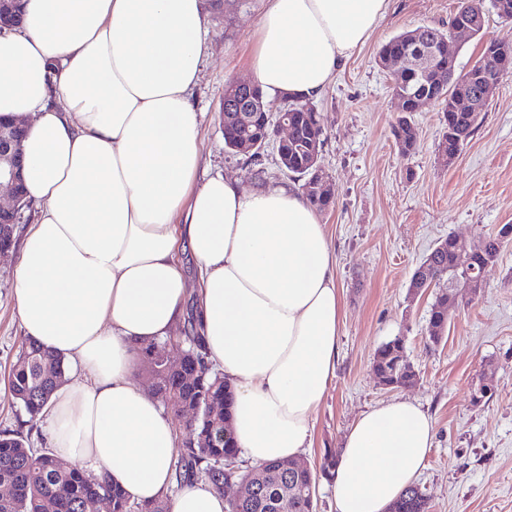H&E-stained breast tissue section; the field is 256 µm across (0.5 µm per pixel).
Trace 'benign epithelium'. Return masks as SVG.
I'll use <instances>...</instances> for the list:
<instances>
[{
    "label": "benign epithelium",
    "mask_w": 512,
    "mask_h": 512,
    "mask_svg": "<svg viewBox=\"0 0 512 512\" xmlns=\"http://www.w3.org/2000/svg\"><path fill=\"white\" fill-rule=\"evenodd\" d=\"M15 0H0V35L11 31L20 25V18L14 8ZM481 22L480 10L466 13L462 16L455 15L448 24V35H477V29ZM448 41L425 35L423 30H418L404 41L398 57L403 59L406 65V74L417 76L428 75L430 72H453L455 59L448 54L446 46ZM485 50L494 61L493 73L473 72L452 85L450 98V111L456 114H464L470 118L479 110L480 101L489 98L493 88L505 77L512 74V41L504 38L492 40L485 45ZM228 92L236 93L228 102L222 103L221 111L231 113L228 127H237V117L233 113L241 111L238 102H243L251 109H264L263 96L258 85L249 82L234 81L230 83ZM264 126L261 132L253 135L242 134L238 137L237 150L239 154L250 158L258 156L260 151L271 139H276L277 145L286 144L292 135V124L288 120V111L279 113L276 120H271L268 113H263ZM321 147L314 144L313 155L306 173L304 190L311 194L318 192L323 198L333 197L331 182L322 166L318 163ZM0 159L6 162V166L0 168V215L6 216L11 224H19L24 216V210L29 202L24 200L25 189L22 187L23 154L14 148V141L0 136ZM512 237V225L500 226L496 233L482 239L478 247L467 250L465 248L456 252L454 265L460 270H467L472 263V253L484 251L488 247L489 240L493 238L509 239ZM462 288L458 295L463 298L473 299L481 291L484 282L480 278L464 277L461 281Z\"/></svg>",
    "instance_id": "7a95c632"
}]
</instances>
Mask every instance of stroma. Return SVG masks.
Here are the masks:
<instances>
[{
    "instance_id": "1",
    "label": "stroma",
    "mask_w": 512,
    "mask_h": 512,
    "mask_svg": "<svg viewBox=\"0 0 512 512\" xmlns=\"http://www.w3.org/2000/svg\"><path fill=\"white\" fill-rule=\"evenodd\" d=\"M456 0H388L366 44L313 105L321 113V164L334 184L333 205L320 212L336 258L343 326L335 373L314 417L311 446L299 459L319 470L339 451L358 416L394 398L414 401L431 416L433 448L417 483L430 512H512V245L486 272L481 294L452 313L439 345L428 341L434 292L415 296L414 270L437 243L455 234L470 241L512 224V75L505 77L479 125L449 166L438 159L443 133L439 103L419 107L415 153L401 154L391 81L377 61L393 36L420 26L447 28ZM264 0H203L207 50L192 103L208 174L300 188L279 165L275 145L248 160L224 146V88L252 80L250 61ZM17 251L0 258V430H18L31 447L45 446L42 422L8 391V376L27 336L14 302ZM400 336L418 377L398 388L372 374L376 349ZM492 387L476 405L478 383Z\"/></svg>"
}]
</instances>
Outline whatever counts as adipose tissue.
<instances>
[{"mask_svg": "<svg viewBox=\"0 0 512 512\" xmlns=\"http://www.w3.org/2000/svg\"><path fill=\"white\" fill-rule=\"evenodd\" d=\"M387 0H266L251 70L265 96L319 97ZM0 35V116L27 120L38 213L14 300L29 338L68 361L42 414L54 453L135 501L169 487V412L132 381L142 345L172 334L198 267L210 362L233 388L235 441L254 465L297 457L336 368L342 298L316 208L298 190L198 181L191 96L206 50L201 0H23ZM434 424L398 398L362 413L331 476L336 512H386L424 467ZM184 484L171 512H227ZM177 259L180 270L189 284L188 296L186 300V309L189 311L191 308H194V305L197 301V264L189 252H179L177 254Z\"/></svg>", "mask_w": 512, "mask_h": 512, "instance_id": "adipose-tissue-1", "label": "adipose tissue"}]
</instances>
